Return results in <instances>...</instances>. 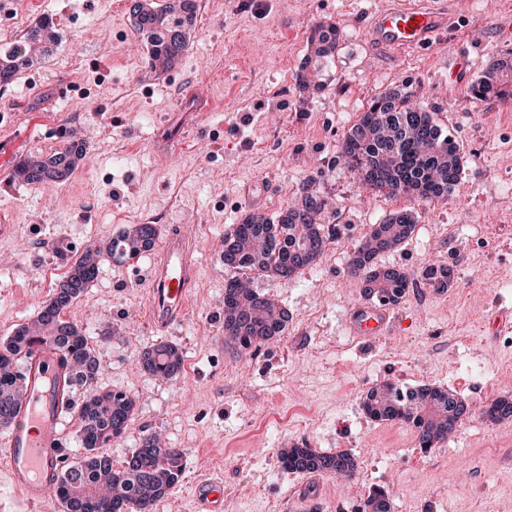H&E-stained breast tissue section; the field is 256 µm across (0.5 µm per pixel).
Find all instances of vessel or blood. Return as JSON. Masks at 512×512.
<instances>
[{
  "instance_id": "obj_1",
  "label": "vessel or blood",
  "mask_w": 512,
  "mask_h": 512,
  "mask_svg": "<svg viewBox=\"0 0 512 512\" xmlns=\"http://www.w3.org/2000/svg\"><path fill=\"white\" fill-rule=\"evenodd\" d=\"M449 17L447 0H399L394 7L374 14L368 30L376 45L423 50L447 33ZM198 246L196 236L176 226L151 255L142 278L148 294L147 316L158 331H166L184 314L197 279ZM394 323V307L383 301L359 302L343 318L347 335L358 342L388 335ZM58 364V354L51 351L38 349L28 356L26 397L17 421L0 434V471L30 506L50 502L68 460L63 405L54 387ZM196 502L198 512H222L220 485L210 479L200 481Z\"/></svg>"
}]
</instances>
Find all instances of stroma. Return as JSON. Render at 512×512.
Segmentation results:
<instances>
[{"mask_svg":"<svg viewBox=\"0 0 512 512\" xmlns=\"http://www.w3.org/2000/svg\"><path fill=\"white\" fill-rule=\"evenodd\" d=\"M31 27L51 16L52 54L0 83V341L31 322L77 251L104 244L146 214L198 234L199 281L168 333L146 319L138 276L147 263L102 262L66 316L81 325L99 362L97 384L134 396L126 432L107 450L120 465L144 435L185 453L178 488L153 512H195L197 481L214 477L223 512H298L305 492L321 512H359L385 489L392 512H512V421L486 425L483 410L512 396V334L484 332L491 312L512 308V98L476 99L471 84L495 61L512 63L498 34L512 0H450L446 37L429 50L392 51L365 24L394 0H205L179 64L165 76L145 66L131 0H19ZM333 23L340 42L319 87L297 75L306 33ZM412 94L462 147L460 181L433 203L388 198L363 187L339 156L344 134L376 97ZM83 140L74 172L60 182L15 179L25 159ZM325 198L337 236L314 266L254 288L288 311L270 345L239 355L224 345V237L251 213L273 216L302 187ZM403 208L418 229L379 262L420 274L436 261L459 267L451 290L406 294L391 335L362 344L343 332L361 298L348 255L371 225ZM176 345L180 374H145L141 353ZM492 367L474 385L470 369ZM386 380L453 391L467 406L456 435L424 453L413 431L372 420L363 400ZM307 444L358 461L343 482L286 470L282 449Z\"/></svg>","mask_w":512,"mask_h":512,"instance_id":"stroma-1","label":"stroma"}]
</instances>
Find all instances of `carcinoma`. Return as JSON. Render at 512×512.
Returning <instances> with one entry per match:
<instances>
[{"label":"carcinoma","instance_id":"carcinoma-1","mask_svg":"<svg viewBox=\"0 0 512 512\" xmlns=\"http://www.w3.org/2000/svg\"><path fill=\"white\" fill-rule=\"evenodd\" d=\"M195 0H134L130 8L134 27L147 48L146 65L161 77L179 63L197 24ZM54 21L39 20L20 44L0 49V82L34 65L36 57L58 42ZM336 25L321 23L309 37L308 62L323 65L336 52ZM476 99L512 96V70L496 62L471 86ZM85 146L69 140L52 156L29 157L16 169L26 183L61 181L84 156ZM341 157L361 176L371 191L396 197L410 195L431 202L448 195L461 172V146L412 94L391 92L373 99L344 135ZM327 202L306 186L299 198L276 218L251 213L224 236V267L259 277L290 279L316 264L333 235L319 222ZM415 215L403 210L372 225L350 254L348 271L360 280L365 299L397 304L404 298L411 275L403 269L379 266L375 258L398 248L413 232ZM159 236L154 224H131L107 246L91 244L71 264L56 285L52 298L31 323L19 326L0 343V428L15 417L24 396V365L35 347L62 354L56 384L62 393L83 395L75 408L78 440L85 455L66 466L57 494L66 512H151L153 505L173 493L185 472V453L169 448L151 433L130 459L116 468L104 449L121 438L133 419L134 398L119 390L98 387V363L88 338L67 310L96 278L104 254L117 261L133 259L149 250ZM451 268L431 265L421 272L428 285L448 287ZM288 312L274 300L244 287L240 278L224 288V345L238 353L260 349L280 336ZM140 366L151 376L171 379L183 367V354L172 344L158 343L141 354ZM364 409L375 420L409 423L424 453L448 441L457 431L467 406L451 391L435 387L412 388L385 382L368 390ZM485 416L495 422L512 418V399L500 397L488 404ZM283 467L334 477H351L357 460L348 452L327 454L306 444L281 453ZM388 493L374 489L362 512H390Z\"/></svg>","mask_w":512,"mask_h":512}]
</instances>
